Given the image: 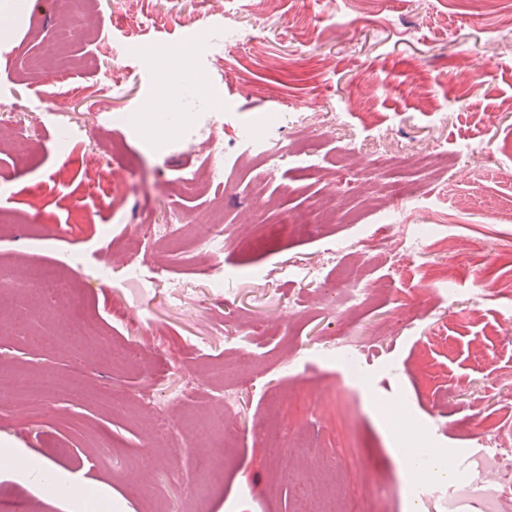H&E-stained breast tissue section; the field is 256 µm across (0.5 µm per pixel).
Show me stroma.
Returning <instances> with one entry per match:
<instances>
[{"label": "stroma", "instance_id": "stroma-1", "mask_svg": "<svg viewBox=\"0 0 512 512\" xmlns=\"http://www.w3.org/2000/svg\"><path fill=\"white\" fill-rule=\"evenodd\" d=\"M82 2L37 0L0 36V283L18 293L0 320L39 314L28 334L0 333V369L54 380L0 405V452L82 476L91 495L49 498L0 467V506L297 512L304 485L275 499L264 485L326 462L358 512H477L472 496L409 485L390 414L461 471L480 466L470 409L512 442V296L480 286L512 280L490 252L512 237V0H280L263 16L252 0ZM187 27L203 39L182 67L207 94L175 110L221 106L220 180L204 150L138 129L160 87L150 58ZM55 103L83 137L57 138ZM260 128L282 142L272 176L238 148ZM429 152L461 162L418 204L366 206V185L407 183ZM323 194L361 220L317 222ZM212 210L225 247L204 259L180 227ZM145 224L179 230L159 242ZM277 224L306 231L269 242ZM419 224L432 240L407 250ZM339 239L352 253L329 259Z\"/></svg>", "mask_w": 512, "mask_h": 512}]
</instances>
